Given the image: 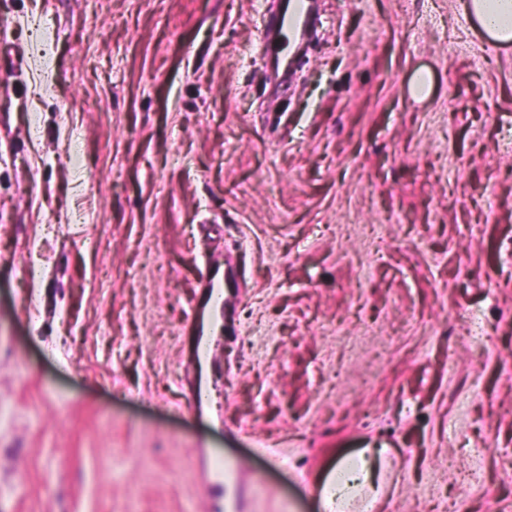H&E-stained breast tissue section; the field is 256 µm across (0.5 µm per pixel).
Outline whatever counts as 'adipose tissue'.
I'll use <instances>...</instances> for the list:
<instances>
[{"instance_id":"1","label":"adipose tissue","mask_w":512,"mask_h":512,"mask_svg":"<svg viewBox=\"0 0 512 512\" xmlns=\"http://www.w3.org/2000/svg\"><path fill=\"white\" fill-rule=\"evenodd\" d=\"M460 8L493 39L512 40V0H460ZM373 468V460L363 453L338 461L319 489L323 512H348L355 502L363 512H372L379 494Z\"/></svg>"}]
</instances>
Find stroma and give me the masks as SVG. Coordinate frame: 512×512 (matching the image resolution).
<instances>
[{"mask_svg": "<svg viewBox=\"0 0 512 512\" xmlns=\"http://www.w3.org/2000/svg\"><path fill=\"white\" fill-rule=\"evenodd\" d=\"M317 2L281 101L260 0H0V512H320L367 448L376 512H512V45ZM201 288V299L197 304L194 299L191 305L193 314L189 320V327L191 336H195L197 358L211 362L215 357L212 336L225 338L236 333L234 326L225 319V310L234 303V298L226 296L224 278L218 276L215 271L209 270L206 273Z\"/></svg>", "mask_w": 512, "mask_h": 512, "instance_id": "obj_1", "label": "stroma"}]
</instances>
